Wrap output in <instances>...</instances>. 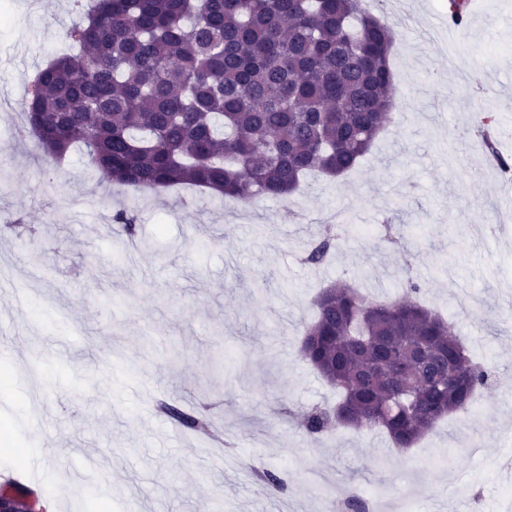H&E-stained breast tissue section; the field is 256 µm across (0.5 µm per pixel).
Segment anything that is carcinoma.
<instances>
[{
    "label": "carcinoma",
    "instance_id": "1",
    "mask_svg": "<svg viewBox=\"0 0 512 512\" xmlns=\"http://www.w3.org/2000/svg\"><path fill=\"white\" fill-rule=\"evenodd\" d=\"M470 0H448V22L464 29ZM66 31L74 52L39 70L27 95L20 138L33 137L47 160L75 147L119 192L189 185L220 189L244 205L297 191L316 171L337 178L371 149L395 104L389 56L395 29L363 0H92ZM495 119H480L487 159L512 179V158L496 148ZM139 240L135 217L113 216ZM336 237L310 245L305 261L322 262ZM406 296L370 304L350 284L321 289L304 332L303 357L341 398L333 410L352 426L387 434L408 451L445 416L464 408L491 372L473 364L454 327ZM427 342L457 360L464 380L436 378L402 351L389 380L378 364L383 342ZM209 406L186 410L165 399L156 411L194 433L212 426ZM303 430L329 426L317 412ZM256 481L284 480L263 469Z\"/></svg>",
    "mask_w": 512,
    "mask_h": 512
}]
</instances>
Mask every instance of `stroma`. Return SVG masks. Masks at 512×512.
<instances>
[{
    "label": "stroma",
    "instance_id": "obj_1",
    "mask_svg": "<svg viewBox=\"0 0 512 512\" xmlns=\"http://www.w3.org/2000/svg\"><path fill=\"white\" fill-rule=\"evenodd\" d=\"M7 2L0 73H36L66 50L69 0ZM383 10L397 32L389 127L343 176L312 174L250 207L186 188L116 195L78 150L49 169L14 136L23 86L0 82V225L21 212L35 230L0 234V471L32 470L57 512H324L339 488L404 512V479L427 512H499L484 474L512 440V399L499 396L512 387V316L495 307L512 294V223L493 226L501 177L458 132L493 113L512 157V0H478L467 28L425 42L412 28L437 0ZM122 207L142 246L111 230ZM338 211L347 238L304 263ZM409 277L492 373L472 425L454 413L420 440L431 460L419 469L385 435L341 427L315 441L299 426L338 399L299 354L316 293L346 279L368 301H398ZM159 398L218 402L223 444L158 415ZM254 467L285 491L255 483Z\"/></svg>",
    "mask_w": 512,
    "mask_h": 512
}]
</instances>
